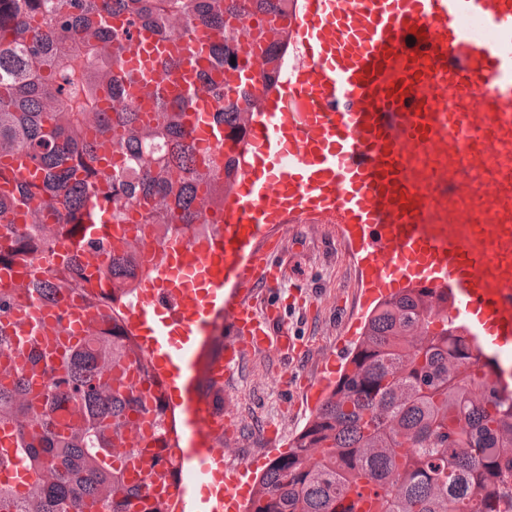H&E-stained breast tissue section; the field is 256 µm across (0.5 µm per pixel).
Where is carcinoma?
Returning a JSON list of instances; mask_svg holds the SVG:
<instances>
[{
  "label": "carcinoma",
  "mask_w": 512,
  "mask_h": 512,
  "mask_svg": "<svg viewBox=\"0 0 512 512\" xmlns=\"http://www.w3.org/2000/svg\"><path fill=\"white\" fill-rule=\"evenodd\" d=\"M286 0H0V156L18 155L42 171L39 182L0 169V266L29 267L21 292L0 290V316L20 301L58 303L79 292L92 306L81 253L51 269L34 265L54 255L58 237L80 224L102 223L89 208L102 189L108 221L121 224L130 204L142 224H205L211 201L200 185L221 172L198 155L180 119L181 106L143 85L153 99L152 124L141 113L104 112L103 95L120 99L132 81L122 68L132 28L173 41L198 26L218 32L214 65L239 57L240 32L225 19L259 24L284 13ZM216 113L234 137L243 132V87L221 89ZM120 132L123 162L93 165L100 139ZM125 281L117 256L105 270ZM433 309L404 296L381 305L355 348L357 370L345 375L288 454L263 473L249 512H512V394L489 385L462 336L435 330ZM22 341L0 323V353ZM136 355L115 331L74 352L45 391L21 370L0 384V423L16 424L15 455L37 479L19 494L0 486V512H162L125 486V452L116 439L129 429L135 401L112 390L105 369ZM80 405L81 424L59 430L55 413ZM375 489L367 499L351 494Z\"/></svg>",
  "instance_id": "cac0c4a2"
}]
</instances>
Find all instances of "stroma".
Masks as SVG:
<instances>
[{
    "mask_svg": "<svg viewBox=\"0 0 512 512\" xmlns=\"http://www.w3.org/2000/svg\"><path fill=\"white\" fill-rule=\"evenodd\" d=\"M286 235L299 247L289 258L285 287L302 285L319 305L314 317L288 310L290 330L309 342L311 349L291 367V374L314 376L323 355L334 352L340 359L350 358L353 345L341 340L343 325L351 314L355 299L350 290L357 277L354 263L346 257L330 224H303L287 228ZM276 359L255 354L245 359L234 379L215 394V407H232L239 433L230 445L227 461L247 464L254 475L263 474L274 460L269 444L262 435L265 421H273L279 430L275 445L290 449L311 419L312 413L303 403L299 385L279 389L272 380Z\"/></svg>",
    "mask_w": 512,
    "mask_h": 512,
    "instance_id": "1",
    "label": "stroma"
}]
</instances>
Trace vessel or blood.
<instances>
[{"instance_id": "b4317fda", "label": "vessel or blood", "mask_w": 512, "mask_h": 512, "mask_svg": "<svg viewBox=\"0 0 512 512\" xmlns=\"http://www.w3.org/2000/svg\"><path fill=\"white\" fill-rule=\"evenodd\" d=\"M276 27L288 51L274 61L242 42V139L215 123L224 102L212 95L184 117L192 138L233 165L210 217L216 230L163 242L122 224L78 231L136 252L145 271L124 327L153 372L139 356L119 369L123 393L143 402L121 445L129 481L174 512H236L243 499L247 467L225 465L219 441L238 424L213 411L207 389L250 355L307 349L278 298L285 225H335L357 269L351 328L397 295L421 298L470 340L488 382L512 390V0H288ZM122 67L136 83L114 108H143L144 81L187 96L211 68L207 36L139 31ZM107 318L76 295L54 309L28 302L5 318L23 337L14 362L40 373ZM353 368L327 354L304 386L307 404L318 408ZM178 392L180 437L159 438V407ZM178 470L186 481H175Z\"/></svg>"}]
</instances>
